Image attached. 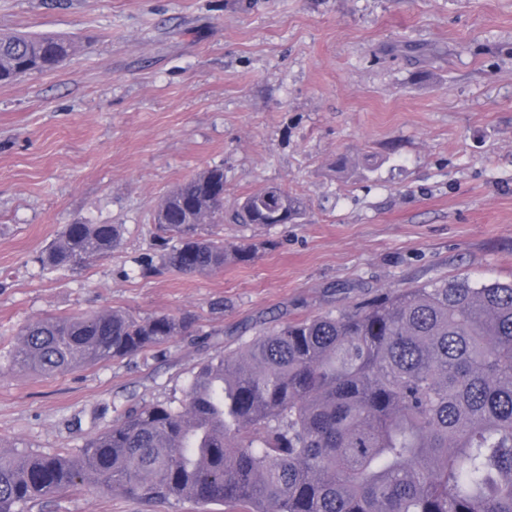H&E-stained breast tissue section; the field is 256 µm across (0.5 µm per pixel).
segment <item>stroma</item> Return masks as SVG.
Instances as JSON below:
<instances>
[{
    "label": "stroma",
    "mask_w": 512,
    "mask_h": 512,
    "mask_svg": "<svg viewBox=\"0 0 512 512\" xmlns=\"http://www.w3.org/2000/svg\"><path fill=\"white\" fill-rule=\"evenodd\" d=\"M0 32L63 36L58 68L0 85V449L75 455L117 412L179 404L204 360L391 288L512 280V0H0ZM354 162L337 177V158ZM224 168V209L279 186L296 224H217L268 247L146 278L161 197ZM123 227L77 270L63 225ZM119 309L190 336L45 377L6 365L27 323ZM24 512H199L89 487Z\"/></svg>",
    "instance_id": "35a3bbf8"
}]
</instances>
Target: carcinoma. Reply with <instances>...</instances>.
I'll list each match as a JSON object with an SVG mask.
<instances>
[{"label": "carcinoma", "mask_w": 512, "mask_h": 512, "mask_svg": "<svg viewBox=\"0 0 512 512\" xmlns=\"http://www.w3.org/2000/svg\"><path fill=\"white\" fill-rule=\"evenodd\" d=\"M62 37L0 33V83L55 69ZM278 186L242 199L239 224L296 223ZM224 168L167 192L152 224L171 245L141 274L248 263L266 242L226 243ZM119 224H66L42 252L75 269L121 245ZM188 316L110 310L26 325L8 369L57 375L190 333ZM92 486L224 512H512V281L393 288L350 311L289 321L192 374L178 406L125 413L77 456L0 450V512Z\"/></svg>", "instance_id": "cac0c4a2"}]
</instances>
